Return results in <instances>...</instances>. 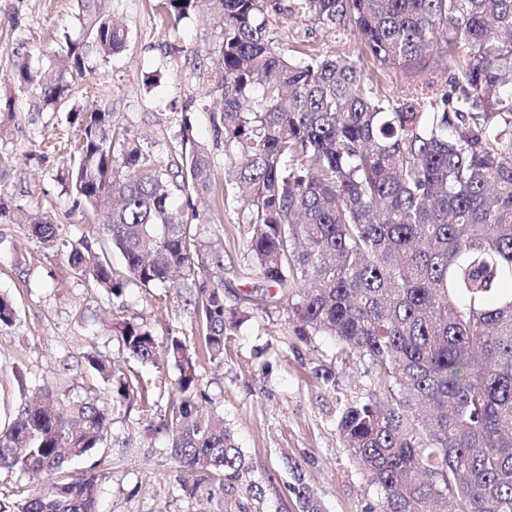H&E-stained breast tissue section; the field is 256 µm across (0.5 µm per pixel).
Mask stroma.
<instances>
[{
  "label": "stroma",
  "mask_w": 512,
  "mask_h": 512,
  "mask_svg": "<svg viewBox=\"0 0 512 512\" xmlns=\"http://www.w3.org/2000/svg\"><path fill=\"white\" fill-rule=\"evenodd\" d=\"M75 4L0 0V96L14 99L13 111H0V198L39 211L60 227L58 241L49 247L26 225L0 222V295L17 312L13 325L0 326V426L42 387L73 400L106 394V383L85 362L89 354L120 362L148 387L177 378L176 366L165 357L153 363L131 358L112 335L115 318L146 324L162 344L171 336L196 350L202 343L191 281L161 290L132 284L115 301L70 264L72 241L98 235L101 222L92 208L74 207L58 181L80 132L65 113L32 112L33 93L15 83L9 55L12 42L22 39L34 62L52 70L68 39L80 36ZM105 11L126 25L128 38L110 63L87 74L88 101L111 110L113 123L136 134L150 154L180 162L186 136L211 153L213 186L196 192L170 182L172 205L209 253V273L223 283L226 306L239 309L246 320L238 331L237 358L218 365L200 355L198 372L209 394L205 410L223 415L251 477L266 484L259 501L238 486L225 489L222 502L211 501L207 481L194 498L183 497V473L167 456L165 438L150 430L167 409L163 402L151 412L135 406L115 410L108 441L72 462L68 473H98V512H298L282 463L288 455L301 463L326 512H364L378 491L341 444L338 391L312 376L324 365L335 371L339 391H360L366 386L362 366L336 361L329 337L299 342L284 308L263 311L242 300L257 281L241 275L249 258L239 234L238 205L224 195L225 153L214 127L221 94L208 89L224 30L219 0H199L179 21L171 17L168 0H105ZM268 29L284 48L307 40L328 52L359 53L357 40L334 41L298 12L271 13ZM261 357L271 364L265 375L256 367Z\"/></svg>",
  "instance_id": "obj_1"
}]
</instances>
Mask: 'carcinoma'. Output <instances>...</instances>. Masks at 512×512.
<instances>
[{"mask_svg": "<svg viewBox=\"0 0 512 512\" xmlns=\"http://www.w3.org/2000/svg\"><path fill=\"white\" fill-rule=\"evenodd\" d=\"M180 20L197 0H168ZM224 37L212 86L215 122L229 157L224 183L240 204L249 264L243 276L269 284L244 303H281L296 338L336 342V359L364 363L366 395L339 400L337 428L374 485L364 512H512V0H292L288 10L323 32L352 36L360 58L312 43L287 51L267 34L270 0H220ZM82 37L54 75L13 48L17 82L35 110L66 112L79 125L77 154L61 176L75 206L112 199L102 230L123 274L88 239L71 266L115 299L134 281L159 288L198 283L194 306L209 360H232L243 317L208 281L198 240L171 206L166 183L194 191L214 170L205 146L184 139L182 166L146 153L118 131L112 112L72 101L92 64L108 63L127 32L104 6L78 0ZM376 70L448 67L392 94ZM31 235L51 245L58 225L32 216ZM126 352L152 362L156 336L144 323L112 321ZM165 353L179 375L165 393L135 390L132 378L89 356L109 396L69 401L47 388L0 427V470L50 481L15 512H97L98 477L63 475L66 462L106 440L114 410L146 412L167 397L153 425L171 435L170 457L193 497L210 481L224 494L249 472L224 417L207 412L196 353L178 337ZM299 512H325L301 465L287 462Z\"/></svg>", "mask_w": 512, "mask_h": 512, "instance_id": "obj_1", "label": "carcinoma"}]
</instances>
